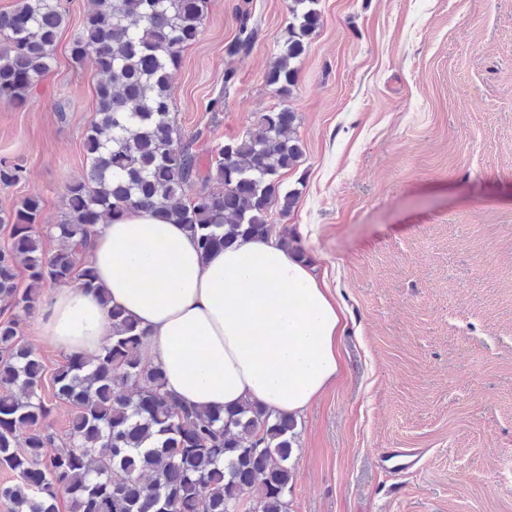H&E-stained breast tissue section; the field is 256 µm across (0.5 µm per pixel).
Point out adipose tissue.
I'll list each match as a JSON object with an SVG mask.
<instances>
[{
	"mask_svg": "<svg viewBox=\"0 0 512 512\" xmlns=\"http://www.w3.org/2000/svg\"><path fill=\"white\" fill-rule=\"evenodd\" d=\"M87 258L97 290L51 287L37 326L66 355L96 354L110 335L106 296L147 332V359L190 404L248 400L297 417L340 374L343 311L315 263L278 236L203 255L182 225L131 210L100 225Z\"/></svg>",
	"mask_w": 512,
	"mask_h": 512,
	"instance_id": "1",
	"label": "adipose tissue"
}]
</instances>
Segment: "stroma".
Segmentation results:
<instances>
[{
	"label": "stroma",
	"instance_id": "1",
	"mask_svg": "<svg viewBox=\"0 0 512 512\" xmlns=\"http://www.w3.org/2000/svg\"><path fill=\"white\" fill-rule=\"evenodd\" d=\"M289 0H207L172 74L183 135L216 147L261 112L296 113L299 165L272 208L316 258L345 314L336 383L297 420L290 512H512V0H316L320 26L281 98L265 83ZM55 68L31 104L0 96V216L25 197L47 225L80 177L98 76L67 47L90 0H70ZM251 10L250 53L230 58ZM237 81L209 111L226 66ZM384 448H416L392 470Z\"/></svg>",
	"mask_w": 512,
	"mask_h": 512
}]
</instances>
